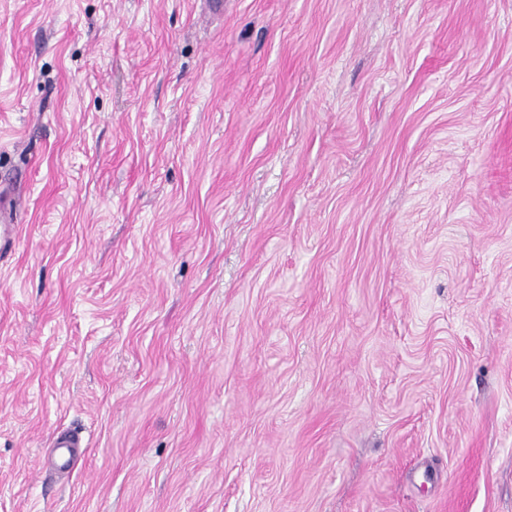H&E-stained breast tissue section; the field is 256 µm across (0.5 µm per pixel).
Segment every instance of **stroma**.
<instances>
[{
  "label": "stroma",
  "mask_w": 512,
  "mask_h": 512,
  "mask_svg": "<svg viewBox=\"0 0 512 512\" xmlns=\"http://www.w3.org/2000/svg\"><path fill=\"white\" fill-rule=\"evenodd\" d=\"M1 180L0 512H512V0H0ZM53 446L58 448V452L52 460V466L56 470L71 468L74 464L77 449L87 448V445L82 444V438L78 430H70L58 435Z\"/></svg>",
  "instance_id": "stroma-1"
}]
</instances>
